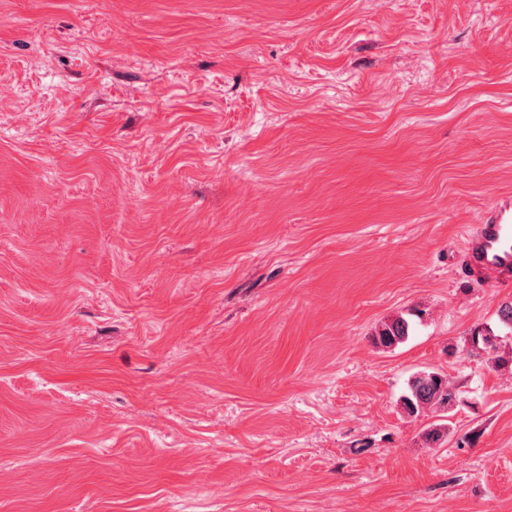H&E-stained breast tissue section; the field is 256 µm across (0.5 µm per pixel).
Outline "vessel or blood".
Here are the masks:
<instances>
[{
    "mask_svg": "<svg viewBox=\"0 0 512 512\" xmlns=\"http://www.w3.org/2000/svg\"><path fill=\"white\" fill-rule=\"evenodd\" d=\"M470 276L498 286L512 283V202L486 211L465 241Z\"/></svg>",
    "mask_w": 512,
    "mask_h": 512,
    "instance_id": "b4317fda",
    "label": "vessel or blood"
}]
</instances>
